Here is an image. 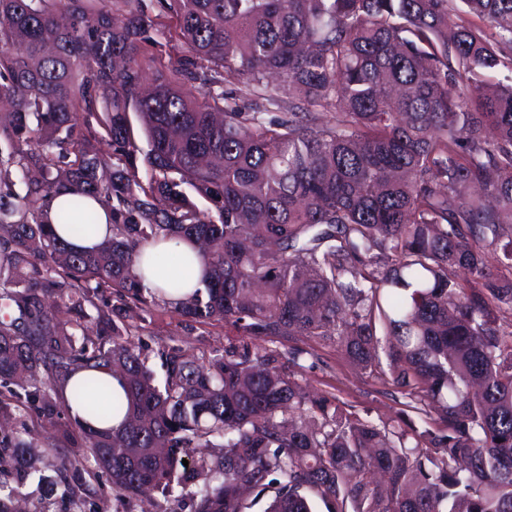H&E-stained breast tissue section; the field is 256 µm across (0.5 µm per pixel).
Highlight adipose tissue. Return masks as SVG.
Segmentation results:
<instances>
[{
	"instance_id": "obj_1",
	"label": "adipose tissue",
	"mask_w": 512,
	"mask_h": 512,
	"mask_svg": "<svg viewBox=\"0 0 512 512\" xmlns=\"http://www.w3.org/2000/svg\"><path fill=\"white\" fill-rule=\"evenodd\" d=\"M159 253L175 257V265L145 271L142 284L149 289H163L165 301L175 303L199 287L202 276V262L192 246L181 239L164 240L158 247Z\"/></svg>"
}]
</instances>
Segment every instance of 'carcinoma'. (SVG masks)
Returning a JSON list of instances; mask_svg holds the SVG:
<instances>
[{
  "label": "carcinoma",
  "mask_w": 512,
  "mask_h": 512,
  "mask_svg": "<svg viewBox=\"0 0 512 512\" xmlns=\"http://www.w3.org/2000/svg\"><path fill=\"white\" fill-rule=\"evenodd\" d=\"M159 36L185 45L167 70ZM505 48L512 0H0V388L53 420L69 404L51 381L122 378L120 428L63 431L121 498L179 490L192 512H246L244 492L271 489L264 512H315L312 492L326 512H512ZM296 90L300 111L271 114ZM62 191L53 222L95 236L94 198L112 237L88 251L57 237ZM171 236L203 263L175 311L248 340L207 368L159 350L160 385L123 312L168 305L134 267ZM105 288L121 306L95 303ZM299 336L387 376L420 424L311 392L294 371L309 351L285 363L256 344ZM72 400L101 420L121 408L96 377ZM35 436L0 432L22 478ZM47 447V491L69 495L67 456ZM203 447L221 452L190 459Z\"/></svg>",
  "instance_id": "cac0c4a2"
}]
</instances>
